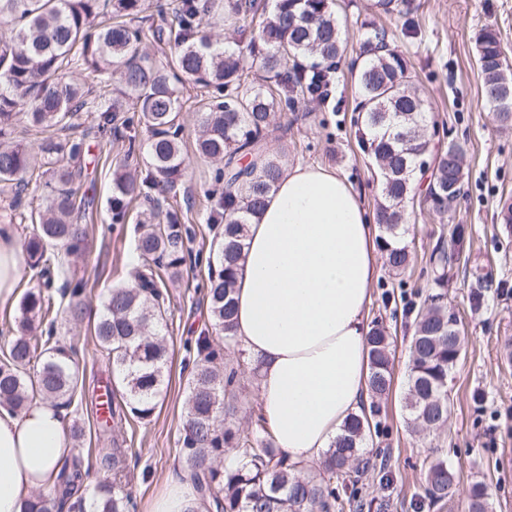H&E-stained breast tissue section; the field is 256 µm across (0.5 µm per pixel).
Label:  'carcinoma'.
Instances as JSON below:
<instances>
[{
	"mask_svg": "<svg viewBox=\"0 0 512 512\" xmlns=\"http://www.w3.org/2000/svg\"><path fill=\"white\" fill-rule=\"evenodd\" d=\"M335 0H171L158 13L163 23L138 18L146 0H0V184L13 191L11 219L32 225L25 243L39 285L20 300L17 335L0 346V406L16 413L35 398L52 408H70L82 382L75 345L55 336L58 310L82 321L90 303L87 281L70 274L66 258L82 251L90 202L79 199L74 184L85 169V143H122L124 159L147 152L138 172L116 165L108 205L112 223L127 224L133 204L151 205L150 217L135 218L138 267L132 283L108 289L101 301L95 337L118 378L130 414L148 419L161 392L169 362L162 336L170 311L167 281L186 263L188 229L182 215L164 206L177 197L184 176L179 114L187 87L199 90V156L221 164L215 188L205 192L207 223L215 230L216 261L207 263L204 284L215 334L202 331L188 347L183 433L179 438L185 471L197 490L187 512H340L336 484L351 487L355 508L364 474L370 468L363 447L377 410L354 416L325 454L318 469L300 470L275 443L265 420L257 417L245 435L231 423L237 413V371L224 363L239 346L234 334L236 271L242 259L247 224L260 212L266 195L288 163L284 152L264 151L261 142L277 112H297L301 102L327 101L321 81L337 79L342 53ZM237 24L259 18L257 34L234 48L212 41L208 18ZM482 92L497 120L512 125V72L497 35L482 30L476 39ZM170 46L163 60L150 48ZM354 74L355 111L362 113L358 147L379 181L375 216L386 263L398 275L411 257L402 244L407 207L414 203L416 175L430 173L427 199L445 212L461 192L464 152L454 140L443 148L421 136L436 124L423 96L407 73L405 58L388 35L365 27ZM90 126L79 136L82 117ZM46 176L47 193L33 205L25 193L34 175ZM461 231L430 255L432 292L415 313L408 347V423L421 430L448 419V376L461 356L460 328L448 310V270L460 260ZM374 398L393 384L394 352L379 325L367 332ZM36 376L30 377L31 368ZM132 448L112 440L96 457L102 478L89 487L78 462L62 466L55 484L40 491L27 512H130L129 460ZM456 473L437 456L428 465L421 498L430 504L454 496ZM467 512H491L485 483H472Z\"/></svg>",
	"mask_w": 512,
	"mask_h": 512,
	"instance_id": "obj_1",
	"label": "carcinoma"
}]
</instances>
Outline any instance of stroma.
<instances>
[{
    "mask_svg": "<svg viewBox=\"0 0 512 512\" xmlns=\"http://www.w3.org/2000/svg\"><path fill=\"white\" fill-rule=\"evenodd\" d=\"M369 2L337 0L344 52L335 106L316 110L311 103H302L300 117L288 119L287 135L276 132L267 140L269 149L286 147L292 164L336 169L354 184L367 208H374L379 186L358 148V114L349 74L350 64L359 56L363 27L373 23L387 29L434 119L447 124L453 138L467 147L464 186L451 209L443 215L428 207L408 211L404 242L412 257L410 272L399 279L380 268L372 286L368 318L387 327L396 353L393 390L379 402L381 428L370 433L363 449L365 458L387 459L388 466L368 471L363 493L372 503L369 512H419L415 505L426 458L434 452L459 471L460 484L452 500L421 512H465L469 485L475 480L487 485L492 512H512V291L505 294L499 288L503 282L512 287V226L499 218L503 200L512 198V130L499 126L482 93L476 47L478 33L494 29L512 65V0H399L419 25L414 39L403 36L400 16H376ZM200 118L192 104H185L180 121L189 155L181 189L194 202L187 247L195 254L208 253L213 237L204 193L211 186L215 165L191 153ZM122 155L121 144H113L106 153L90 143L87 169L77 185L78 196L94 201V220L87 226L86 252L70 256L69 264L87 279L88 298L95 306L113 283L128 280L135 264L134 227L112 223L106 205L112 170ZM456 224L466 229L464 258L451 272L448 305L463 319L462 356L448 377L447 423L430 433H415L408 428L402 407L412 329L405 309L422 302L428 293L432 277L427 259L441 233ZM207 274L206 264H187L181 279L170 284L172 314L165 335L173 357L158 404L149 420L131 422L118 431L138 456L130 482L136 512H148L171 480L185 474L178 443L185 415V344L209 324L201 293ZM481 278L492 286L482 307L475 309L469 295ZM57 334L79 349L85 398L82 407L68 408L66 414L84 428L83 439L72 446V456L91 464L104 446L96 422L95 391L111 370L95 345L92 319L78 324L58 319Z\"/></svg>",
    "mask_w": 512,
    "mask_h": 512,
    "instance_id": "stroma-1",
    "label": "stroma"
}]
</instances>
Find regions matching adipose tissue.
I'll return each mask as SVG.
<instances>
[{
  "mask_svg": "<svg viewBox=\"0 0 512 512\" xmlns=\"http://www.w3.org/2000/svg\"><path fill=\"white\" fill-rule=\"evenodd\" d=\"M22 248L0 225V304ZM378 274L375 227L351 183L317 164L290 168L249 225L236 275L235 334L254 369L258 411L293 461L321 458L369 396L366 324ZM70 452L62 414L0 408V512H25Z\"/></svg>",
  "mask_w": 512,
  "mask_h": 512,
  "instance_id": "1",
  "label": "adipose tissue"
}]
</instances>
